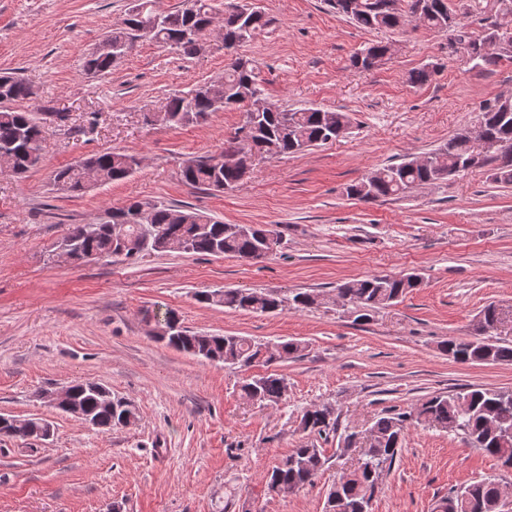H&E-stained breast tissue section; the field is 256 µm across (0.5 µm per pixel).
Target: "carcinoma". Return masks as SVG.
Returning a JSON list of instances; mask_svg holds the SVG:
<instances>
[{
    "label": "carcinoma",
    "mask_w": 512,
    "mask_h": 512,
    "mask_svg": "<svg viewBox=\"0 0 512 512\" xmlns=\"http://www.w3.org/2000/svg\"><path fill=\"white\" fill-rule=\"evenodd\" d=\"M494 2L497 8L492 16L486 8L479 7V21L486 23L490 35L501 37L506 47L497 53L484 54L481 34L461 22L448 0H329L337 12L368 29H400L405 26L406 18L413 16L416 24L447 34L450 48L464 50L469 60L482 67L512 60V0ZM245 9L247 5L237 0H224V48L235 49L251 42L267 26L268 19L261 10L253 7L245 16ZM156 14V0H133L127 17L113 26L104 39L120 46L134 38H145L186 57H195L200 53V43L207 38L215 7L213 0H182L181 7L163 14L157 25L153 23ZM391 47L388 42L372 43L352 56L351 66L371 70L389 55ZM84 67L89 72L104 74L112 69V60L92 52ZM33 95L23 78L0 76V157H7V171L16 175L39 163L33 155L41 154L49 125L66 120L65 113L51 107L32 112L20 106ZM230 107L242 110L243 114L235 136L226 141L223 154L185 162L180 170L184 182L206 189L221 182L224 189L233 190L239 186V174L224 167V155L243 150L270 158L296 154L339 138V132L351 125L345 112L313 107L281 110L270 106L257 77L256 65L245 56L236 57L219 80L197 87L191 100L180 93L169 97L166 111L175 117L169 125L180 126L204 121L211 113ZM479 124L489 137L501 143L497 152L486 156L482 167L489 168L493 181L512 185V107L504 108L499 100H494L483 108ZM472 151L468 131L463 130L424 154L428 164H417L413 157L403 158L350 185L346 193L366 202L405 195L419 186L456 175L459 169L465 168ZM130 158L131 155L120 150L93 156L99 182L107 184L130 176ZM53 181L69 192L85 189L83 171L78 164L56 171ZM263 232L265 229L260 224L255 227L226 224L183 206L134 201L112 208L96 222L72 225L57 244L70 247L75 262L83 264L89 254L99 259L120 256L133 260L155 252V243L165 238L185 240L190 254L246 260L259 252L267 257L282 244L280 231H274L271 246L258 238ZM421 283L417 274L374 275L339 285L336 298L352 305L356 320L364 322ZM199 300L255 314L274 313L283 303L273 293L237 289L205 292L199 295ZM164 320L169 326V333L164 337L168 345L214 363L270 366L304 350L295 341L270 347L242 336L192 331L181 325L178 314L171 309L165 311ZM500 320L502 316L496 305H487L482 310V325L477 327L476 336L466 340L451 338L443 343L441 350L461 363H512V341L500 339L487 343L481 338L483 329L495 330V323ZM71 391L74 400L88 414V423L100 432L126 425L124 415L133 413L132 405L121 398L110 406L103 404L88 381L73 383ZM241 391L255 401L277 403L286 395L288 382L280 374L267 373L244 382ZM336 421L332 405L321 404L304 412L300 426L305 431L322 434L336 431ZM409 423H428L459 431L472 447L482 449L498 458L503 466L512 468V438L504 434L512 429V392L464 387L451 395L433 396L413 411L380 415L368 432L367 445L355 467L343 473L340 482L329 489L325 512H370L378 480L395 460ZM40 428L39 419H19L0 426V434L26 441L38 437ZM327 463L322 449L313 444L294 448L268 474L267 489L281 497L293 495L313 484ZM498 496L499 482L483 478L440 500L436 512H499Z\"/></svg>",
    "instance_id": "1"
}]
</instances>
